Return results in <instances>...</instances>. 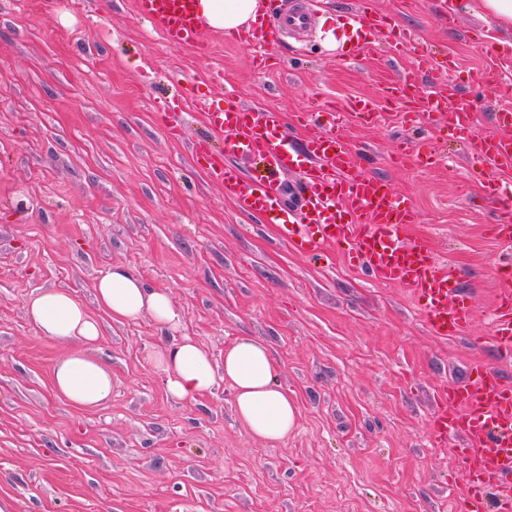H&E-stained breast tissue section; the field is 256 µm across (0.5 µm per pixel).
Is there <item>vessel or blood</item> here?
I'll return each instance as SVG.
<instances>
[{
  "mask_svg": "<svg viewBox=\"0 0 512 512\" xmlns=\"http://www.w3.org/2000/svg\"><path fill=\"white\" fill-rule=\"evenodd\" d=\"M136 4L139 14L166 41L206 52L197 0H136ZM386 25V16L375 11L371 0H362L353 16L355 52H368ZM196 103L205 110L213 137L223 140L228 151L257 158L263 165L262 174L248 180L225 164L223 154L211 153L208 140L194 147L205 157L210 180L223 186L225 195L242 210L265 214L279 224L283 239L295 251L319 256L334 247L372 278L408 288L432 336L445 340L470 333L469 299L457 293L454 274L430 245L410 236L409 227L417 220L413 204L358 164L339 132L341 113L333 109L307 113L308 125L321 134L299 149L289 141L277 110L235 103L218 106L204 95ZM423 108L451 110L456 118L452 129L474 159L497 169L512 166V137H473L468 102L460 100L450 107L437 92L426 97ZM294 169L304 173L303 218L290 222L282 204V177ZM489 230L497 241L512 243L511 194L500 198ZM492 333L501 353L511 356V288L497 295ZM428 432L439 446L451 433L462 440L453 455L467 475L461 491L463 512H512L511 383L479 363L466 380L439 384Z\"/></svg>",
  "mask_w": 512,
  "mask_h": 512,
  "instance_id": "obj_1",
  "label": "vessel or blood"
}]
</instances>
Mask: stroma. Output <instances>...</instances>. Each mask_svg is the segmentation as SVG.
<instances>
[{"label": "stroma", "mask_w": 512, "mask_h": 512, "mask_svg": "<svg viewBox=\"0 0 512 512\" xmlns=\"http://www.w3.org/2000/svg\"><path fill=\"white\" fill-rule=\"evenodd\" d=\"M375 5L432 47L422 94L447 82L449 56L460 98L501 69L473 115L474 136L497 132V112L512 105V31L441 0ZM358 8L317 0L311 28L284 35L257 69L260 45L209 29L206 54L169 44L135 0H0V498L12 512H460L466 472L450 455L460 440L432 446L427 417L436 386L474 363L512 383V358L489 339L496 270L512 246L489 234L486 189L490 176L512 185V169L474 161L445 114L406 123L407 102L385 89L412 57L384 31L352 57ZM477 30L494 53L472 43ZM201 93L279 110L300 144L314 134L304 113L370 101L376 120L346 116L347 140L367 174L415 203L413 234L474 304L470 338L432 337L405 288L337 252L299 253L266 216L241 211L191 153L210 135L191 104ZM409 138L429 142L431 166L389 162ZM115 265L170 289L183 325L104 321L94 356L112 370V400L79 411L51 388L62 348L38 336L26 303L54 288L96 311V280ZM182 335L218 366L237 337L268 343L298 406L286 442L247 433L227 387L193 402L167 396L143 352Z\"/></svg>", "instance_id": "35a3bbf8"}]
</instances>
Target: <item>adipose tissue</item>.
I'll use <instances>...</instances> for the list:
<instances>
[{
	"instance_id": "adipose-tissue-1",
	"label": "adipose tissue",
	"mask_w": 512,
	"mask_h": 512,
	"mask_svg": "<svg viewBox=\"0 0 512 512\" xmlns=\"http://www.w3.org/2000/svg\"><path fill=\"white\" fill-rule=\"evenodd\" d=\"M198 10L205 27L238 32L258 22L267 4L265 0H198ZM95 298L100 310L96 316L72 293L58 289L38 291L26 307L39 337L62 344L52 366L51 385L78 410L94 409L112 399V371L90 354L102 339V318L124 323L147 317L169 330L182 321L169 289L147 287L123 266L112 267L97 279ZM144 359L163 374L167 394L181 401H195L213 394L218 385L228 386L237 421L266 443L285 442L296 427L297 403L280 385L279 365L260 337L241 336L226 346L220 368L189 336L147 349Z\"/></svg>"
}]
</instances>
